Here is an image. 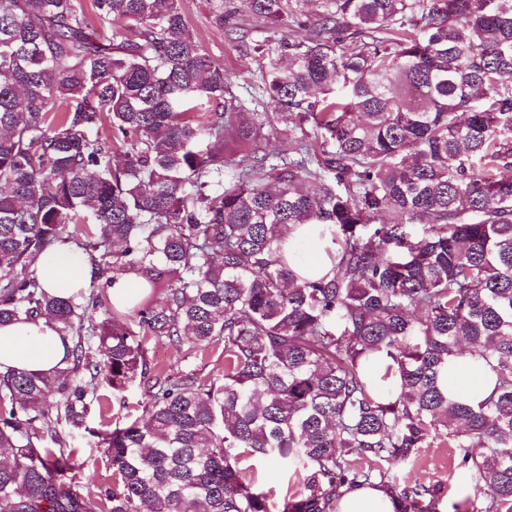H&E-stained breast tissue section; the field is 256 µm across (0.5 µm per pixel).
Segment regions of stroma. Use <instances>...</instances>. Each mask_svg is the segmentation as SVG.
Instances as JSON below:
<instances>
[{"label":"stroma","instance_id":"stroma-1","mask_svg":"<svg viewBox=\"0 0 512 512\" xmlns=\"http://www.w3.org/2000/svg\"><path fill=\"white\" fill-rule=\"evenodd\" d=\"M230 5L235 10L237 26L243 32L242 38L236 40L213 26L209 0H181L189 34L215 63L223 65L233 88L248 89L256 100H264L261 64L258 59L247 55L246 46L250 40L263 39L267 30L249 15L245 0H230ZM145 357L152 372L161 370L177 377L191 371L208 382L222 380L224 376V347L218 343L203 349L186 345L178 348L168 340L150 336L146 339ZM146 401L142 380H135L122 392L99 385L96 397L84 416L88 434L78 445L80 467L76 471V479L81 485L93 492L111 488L112 466L107 449L94 438L93 433L118 423L146 422ZM391 470L397 478L410 474L418 481L438 488L441 498L448 503V512H477L481 504L483 495L457 467L454 449L434 442L421 448L414 459L392 464ZM251 474L274 506L288 491L300 485L297 476L270 460L253 461Z\"/></svg>","mask_w":512,"mask_h":512}]
</instances>
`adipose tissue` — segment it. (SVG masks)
Segmentation results:
<instances>
[{
  "label": "adipose tissue",
  "instance_id": "obj_1",
  "mask_svg": "<svg viewBox=\"0 0 512 512\" xmlns=\"http://www.w3.org/2000/svg\"><path fill=\"white\" fill-rule=\"evenodd\" d=\"M38 268L46 290L62 297L87 288L93 275L85 254L73 245L49 249ZM65 355L66 343L51 319L0 326V373L10 369L49 373L63 366ZM493 377L490 366L468 354L455 362L448 384L455 393L470 397L490 392Z\"/></svg>",
  "mask_w": 512,
  "mask_h": 512
}]
</instances>
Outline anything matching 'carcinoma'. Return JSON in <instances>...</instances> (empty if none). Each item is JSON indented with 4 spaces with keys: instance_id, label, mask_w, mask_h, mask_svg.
I'll return each instance as SVG.
<instances>
[{
    "instance_id": "obj_1",
    "label": "carcinoma",
    "mask_w": 512,
    "mask_h": 512,
    "mask_svg": "<svg viewBox=\"0 0 512 512\" xmlns=\"http://www.w3.org/2000/svg\"><path fill=\"white\" fill-rule=\"evenodd\" d=\"M245 2L272 34L308 31L249 48L266 106L314 127L274 158L179 0L0 4V325L48 315L77 337L52 374H0V512H270L246 454L302 475L277 512H336L373 482L396 512H438L390 472L436 439L478 512H512V0H321L311 22L304 0ZM304 224L322 276L285 249ZM73 242L99 279L144 277V335L224 343L223 382L148 375L108 283L48 293L39 258ZM468 352L495 374L477 402L443 384ZM138 376L148 420L92 432L117 479L93 494L48 425L80 428L98 381ZM319 224H306L304 227H298L295 228L288 236V239L294 240L298 238V236L301 234V232L304 230V233L306 234L309 241L316 242L319 245L320 254L317 257V259H314V261L309 262V266L313 267L318 273L325 274L327 273L331 265L323 251V244L321 240L319 239V230H320Z\"/></svg>"
}]
</instances>
